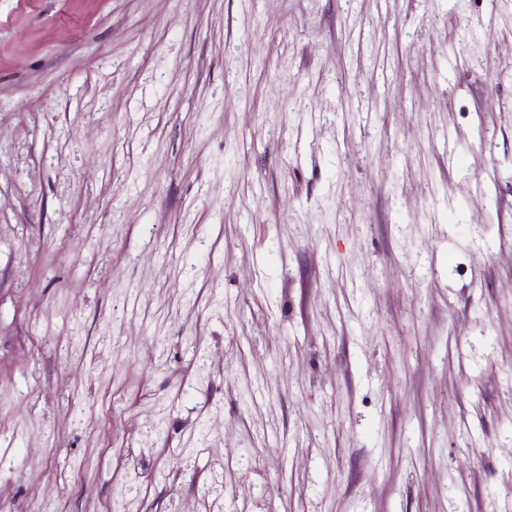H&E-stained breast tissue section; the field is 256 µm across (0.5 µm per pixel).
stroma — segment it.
<instances>
[{
    "instance_id": "1",
    "label": "stroma",
    "mask_w": 512,
    "mask_h": 512,
    "mask_svg": "<svg viewBox=\"0 0 512 512\" xmlns=\"http://www.w3.org/2000/svg\"><path fill=\"white\" fill-rule=\"evenodd\" d=\"M0 512H512V0H0Z\"/></svg>"
}]
</instances>
